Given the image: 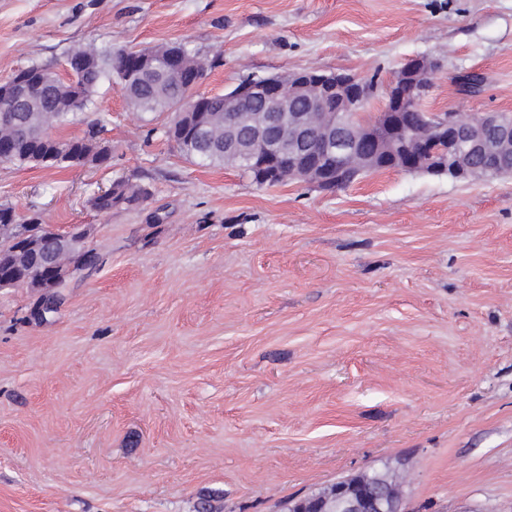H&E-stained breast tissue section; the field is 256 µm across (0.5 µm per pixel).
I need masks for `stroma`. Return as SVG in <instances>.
<instances>
[{
	"label": "stroma",
	"mask_w": 512,
	"mask_h": 512,
	"mask_svg": "<svg viewBox=\"0 0 512 512\" xmlns=\"http://www.w3.org/2000/svg\"><path fill=\"white\" fill-rule=\"evenodd\" d=\"M169 43L205 94L427 56L425 112L512 113V0H0V81ZM169 120L105 82L60 134L109 163L0 162V205L97 255L45 317L0 288V512H288L377 470L407 512H512V174L260 187ZM117 180L147 197L96 211Z\"/></svg>",
	"instance_id": "obj_1"
}]
</instances>
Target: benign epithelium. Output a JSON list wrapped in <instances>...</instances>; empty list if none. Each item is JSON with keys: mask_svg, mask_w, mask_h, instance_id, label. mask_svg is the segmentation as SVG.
I'll return each instance as SVG.
<instances>
[{"mask_svg": "<svg viewBox=\"0 0 512 512\" xmlns=\"http://www.w3.org/2000/svg\"><path fill=\"white\" fill-rule=\"evenodd\" d=\"M435 60L408 59L386 87V104L373 121L362 118L376 84L339 72H292L248 77L224 94V155L253 165L256 183L299 179L316 188H337L336 174L389 169H430L456 180L496 177L512 172V120L501 112H485L472 120L450 114L434 117L414 129H402L396 117L416 109L429 89ZM23 68L0 83V99L23 96L33 79ZM198 82L177 103L171 124L185 128L199 141L216 146L207 128ZM79 226L46 238L20 231L17 243L34 259L47 263L53 278L41 284L44 310H53L61 266L72 276L93 263L69 262L64 254L86 238ZM289 512H404L402 503L376 473L336 482L328 494L293 503Z\"/></svg>", "mask_w": 512, "mask_h": 512, "instance_id": "obj_1", "label": "benign epithelium"}]
</instances>
